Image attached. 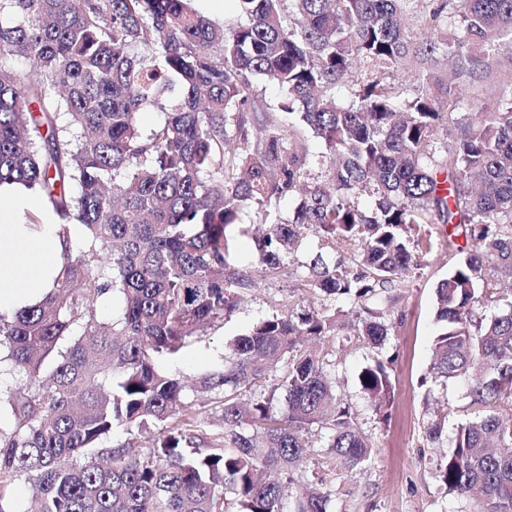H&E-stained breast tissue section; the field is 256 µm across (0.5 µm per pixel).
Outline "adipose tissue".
Here are the masks:
<instances>
[{
	"mask_svg": "<svg viewBox=\"0 0 512 512\" xmlns=\"http://www.w3.org/2000/svg\"><path fill=\"white\" fill-rule=\"evenodd\" d=\"M39 205L37 197L16 186H0V311L34 304L57 275L61 246L56 225L35 227L22 220Z\"/></svg>",
	"mask_w": 512,
	"mask_h": 512,
	"instance_id": "ef3b65f1",
	"label": "adipose tissue"
}]
</instances>
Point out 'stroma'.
Listing matches in <instances>:
<instances>
[{"label": "stroma", "instance_id": "35a3bbf8", "mask_svg": "<svg viewBox=\"0 0 512 512\" xmlns=\"http://www.w3.org/2000/svg\"><path fill=\"white\" fill-rule=\"evenodd\" d=\"M432 253L416 270L404 288L398 289L395 303L385 320L393 330L383 346L382 356H394L392 380L396 398L386 424H377L369 402L360 391L358 374L377 352L366 348L352 332L325 338L323 351L329 372L336 376V389L348 400L358 428L371 434L374 444L370 466L344 473L336 482V493L328 505L330 512H463L464 502L445 495L435 474V449L429 448L424 427L436 415L447 414L449 425L464 420L469 412L462 386L448 391L447 407L425 400L420 388L431 359V343L437 326L434 320L435 290L460 257L465 240L438 225ZM296 261H288L280 277H256L245 300L220 325L193 344L165 371L181 378L212 430L223 431L222 409L217 394H199L197 379L217 370L224 361L226 342L255 321L295 305L304 297L296 286Z\"/></svg>", "mask_w": 512, "mask_h": 512}]
</instances>
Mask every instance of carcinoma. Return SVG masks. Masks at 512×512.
Here are the masks:
<instances>
[{
    "label": "carcinoma",
    "mask_w": 512,
    "mask_h": 512,
    "mask_svg": "<svg viewBox=\"0 0 512 512\" xmlns=\"http://www.w3.org/2000/svg\"><path fill=\"white\" fill-rule=\"evenodd\" d=\"M188 2L0 0V62L27 63L0 66V185L42 195L61 244L53 288L0 312V368L20 377L0 395L13 418L0 429V512H13L7 487L21 475L35 512H224L228 494L235 512H328L335 480L294 484L310 438L336 477L369 463L373 443L321 352L298 341L350 327L385 345L374 303L391 305L431 254L435 224L465 247L435 291L430 376L463 384L470 414L449 435L442 417L424 434L444 449L436 477L463 512H512V0H440L418 45L400 26L413 0H234L244 21L230 28ZM445 14L455 32L441 37ZM441 57L453 64L443 96L402 97L394 74L423 85ZM493 67L501 92L486 104L475 77ZM256 76L279 85L294 120L258 112ZM148 109L163 120L144 134ZM312 162L323 169L313 184ZM294 195L292 218L266 211L254 264L277 276L315 231L297 287L321 304L286 305L228 343L223 367L198 382L222 395L224 423L202 448L198 409L159 362L178 360L254 287L230 233L245 209ZM73 224L85 232L76 251ZM106 295L122 301L107 321L95 305ZM486 301L500 312L487 317ZM271 361L284 406L273 393L243 404ZM392 363L358 373L379 423ZM150 428V445L135 444ZM116 431L125 441L103 445Z\"/></svg>",
    "instance_id": "1"
}]
</instances>
